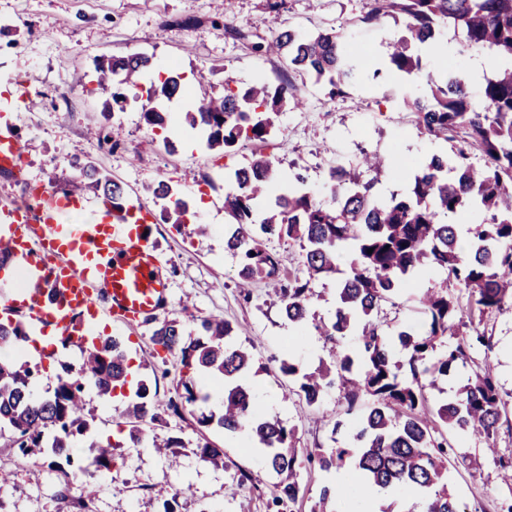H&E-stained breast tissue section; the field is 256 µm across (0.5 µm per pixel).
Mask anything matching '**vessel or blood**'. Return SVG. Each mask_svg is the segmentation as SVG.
<instances>
[{"label": "vessel or blood", "instance_id": "obj_1", "mask_svg": "<svg viewBox=\"0 0 512 512\" xmlns=\"http://www.w3.org/2000/svg\"><path fill=\"white\" fill-rule=\"evenodd\" d=\"M24 165L12 121H1L0 169L18 179ZM84 200L79 192L30 182L24 203L0 206V245L27 277L20 293L0 295V312L23 313L76 346L89 342L90 322L98 316L125 326L170 304L151 211L130 202L119 211L105 200L93 221L64 223V214Z\"/></svg>", "mask_w": 512, "mask_h": 512}]
</instances>
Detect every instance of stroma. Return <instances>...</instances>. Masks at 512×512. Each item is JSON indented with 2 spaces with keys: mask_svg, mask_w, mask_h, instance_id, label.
Instances as JSON below:
<instances>
[{
  "mask_svg": "<svg viewBox=\"0 0 512 512\" xmlns=\"http://www.w3.org/2000/svg\"><path fill=\"white\" fill-rule=\"evenodd\" d=\"M368 9L369 0H286L276 18L268 12L266 0H0V112L8 113L14 123L27 157V178L62 182L69 174L68 159L78 155L120 182L127 197L140 199L156 213L161 206L147 195L146 185L161 179L175 185L197 217L178 228L161 221L154 226L171 295L165 315L180 318L190 334L196 317H224L233 327L236 344L254 357L248 381L268 399L267 418L295 428L297 446L306 454L346 445L345 432L333 430L344 416L342 394L330 388L318 407H310L278 374L276 361L283 354L311 370L326 357L327 346L314 326L299 327L282 316L265 281H254L246 291L239 288L238 258L224 248V169L245 166L254 154L264 153L278 160L282 178L303 174L317 197L325 199L329 166H353L363 153L378 152L396 162L373 188L385 197L411 181L428 155L451 151V143L419 132L408 102L427 93V74L468 68L472 56L457 54V37L449 31L424 54L421 75L402 77L390 69L387 59V45L399 37L401 28L390 20L362 24L360 18ZM188 17L194 18V25H185ZM280 26L303 33L336 29L364 67L358 83L333 98L326 86L307 81L302 106L285 108L267 142H242L226 156L204 149L192 133L178 128L172 133L177 151L170 154L152 144L136 105L103 119L106 94L95 89V58L133 52L153 55L158 64L184 72V101L192 105L226 76L242 85L257 79L278 85L285 61L255 52L253 46L270 39ZM216 65L223 66V75H211ZM20 75L27 77L30 87L42 90L41 110L15 108V80ZM100 125L118 140L115 151L100 148L90 136V129ZM207 176L214 187L205 186ZM434 283L458 299L466 297L446 273L425 269L398 292L394 304L386 306L390 330L421 327L417 297ZM474 325L490 338L491 351L472 350L466 364L428 389L429 403L456 398L467 378L487 363L494 365L502 391L512 393V306L476 314ZM152 328L148 321L119 328L107 319L93 335L123 339L140 367L141 379L166 399L175 393L179 365L175 359L156 357ZM86 401L93 427L74 437L73 463L67 470L43 455L34 465L39 476H32L34 466L20 459L0 436V471L11 475L10 483L0 488V512H160L163 500L175 493L180 496V512H270L276 477L241 436L201 430L188 413L144 422L146 438H181L179 464L173 468L146 449L120 447L127 398L118 396L104 404L90 390ZM204 439L223 448V467L199 458L196 448ZM109 441L117 445V461L110 470L78 471V464L93 456V443ZM448 443L449 485L463 512H512V487L502 482L496 462L486 456L484 438L452 433ZM243 470L253 473L254 487L238 489L237 476Z\"/></svg>",
  "mask_w": 512,
  "mask_h": 512,
  "instance_id": "35a3bbf8",
  "label": "stroma"
}]
</instances>
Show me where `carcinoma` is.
Returning a JSON list of instances; mask_svg holds the SVG:
<instances>
[{"instance_id": "1", "label": "carcinoma", "mask_w": 512, "mask_h": 512, "mask_svg": "<svg viewBox=\"0 0 512 512\" xmlns=\"http://www.w3.org/2000/svg\"><path fill=\"white\" fill-rule=\"evenodd\" d=\"M388 19L404 23L388 63L405 77L421 71L418 47L437 40L444 28L461 34L460 54L483 52L509 60V66L485 78L479 108L472 104L467 86L448 75H429L430 95L408 103L421 133L453 142L451 153L428 156L414 178L385 199L373 194L372 180L366 178L392 168L388 157L378 154L365 156L356 168L327 170V201L312 195L300 175L285 187L276 184L278 168L266 154L224 173V247L239 256L240 284L266 280L288 321L306 322L315 283L336 274L337 248L350 246L352 260L336 288L335 312L317 326L331 345V362L306 372L293 358H283L278 370L295 382L296 394L310 406L319 403L326 389L340 386L345 414L355 415L348 431L352 446L302 456L294 430L278 420L257 419L256 397L245 384L251 354L233 342L227 322L200 317L193 336L178 318L152 330L156 353L175 357L182 366L180 391L163 404L153 401L144 381L134 380L127 352L116 338H104L84 350L76 367L59 363L53 393L45 398L34 397L31 388L42 359L52 354H40L41 361L34 364L0 362V431L8 430L9 445L18 455L46 452L71 462V439L91 430L83 401L88 381L104 402L116 392L129 395L125 419L134 445L160 450L183 446L178 437L163 443L144 439L140 424L186 412L196 414L201 428L216 425L247 433L267 469L278 476L271 490L274 512H285L302 493L297 480L302 465L315 462L328 471L346 456L352 459L353 481L323 487L309 512H348L346 505L361 490L419 500L421 512H461L446 482L448 444L436 436V424L458 433H479L490 441L512 394L503 396L487 363L461 388V399L430 407L418 374L428 376L432 386L457 363L466 362L472 343L491 350L490 338L481 333L440 355L436 341L477 311L512 305V0H371L359 22L379 25ZM253 49L284 58L292 71L328 86L332 96L357 78V68L334 29L305 34L278 28L270 41L256 43ZM95 69L98 86L112 89L111 99L103 103L104 114L122 112L134 102L146 128L166 129L170 104L184 95L181 74L154 68L153 57L143 52L100 57ZM221 87L218 94L205 95L182 110L181 123L201 134L207 150L226 155L243 139L267 141L275 117L288 102L303 100L304 85L292 79L275 87L256 82L243 88L226 78ZM475 150L482 155L480 163L472 160ZM69 167L65 186L125 203L122 185L90 161L73 157ZM147 190L162 202L165 222L188 223L189 207L176 187L159 180ZM470 209L479 210L484 219L465 228L448 222L449 216ZM274 239L300 243L306 277L281 275L280 259L267 247ZM425 265L446 271L468 291V302L461 304L444 288H425L418 305L428 329L400 330L393 336L384 327L385 307ZM2 339L29 342L26 317L14 313L0 319ZM396 342L407 353L410 381L392 360ZM208 377L224 380V407L218 416L197 412L208 400L198 383ZM91 447L97 449L93 469H109L115 459L112 445L93 442ZM197 454L207 463H224V449L208 441L197 445Z\"/></svg>"}]
</instances>
